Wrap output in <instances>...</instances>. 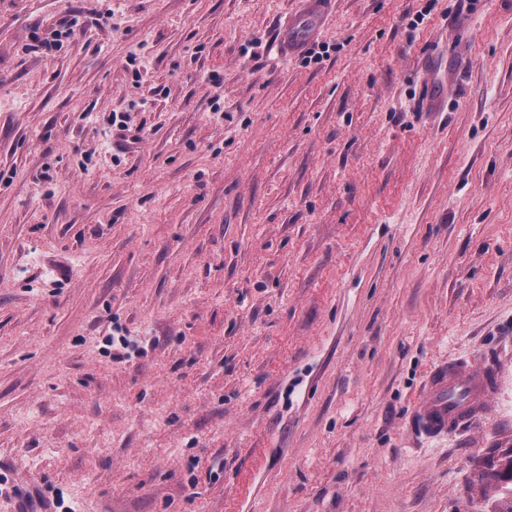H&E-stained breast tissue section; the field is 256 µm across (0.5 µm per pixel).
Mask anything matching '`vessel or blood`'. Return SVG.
Instances as JSON below:
<instances>
[{
	"mask_svg": "<svg viewBox=\"0 0 512 512\" xmlns=\"http://www.w3.org/2000/svg\"><path fill=\"white\" fill-rule=\"evenodd\" d=\"M333 0H299V7L275 32L274 45L286 55L301 53L325 29ZM499 392V378L491 363L475 365L460 358L434 369L428 387L412 414L428 437L440 438L481 417L489 416Z\"/></svg>",
	"mask_w": 512,
	"mask_h": 512,
	"instance_id": "1",
	"label": "vessel or blood"
}]
</instances>
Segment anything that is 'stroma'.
<instances>
[{"instance_id":"1","label":"stroma","mask_w":512,"mask_h":512,"mask_svg":"<svg viewBox=\"0 0 512 512\" xmlns=\"http://www.w3.org/2000/svg\"><path fill=\"white\" fill-rule=\"evenodd\" d=\"M296 4L0 0V512L504 495L512 0H335L288 57ZM486 357L490 418L412 428ZM299 8L290 13L288 20L274 35V46L288 56L301 53L318 38L328 23L333 0H299Z\"/></svg>"}]
</instances>
